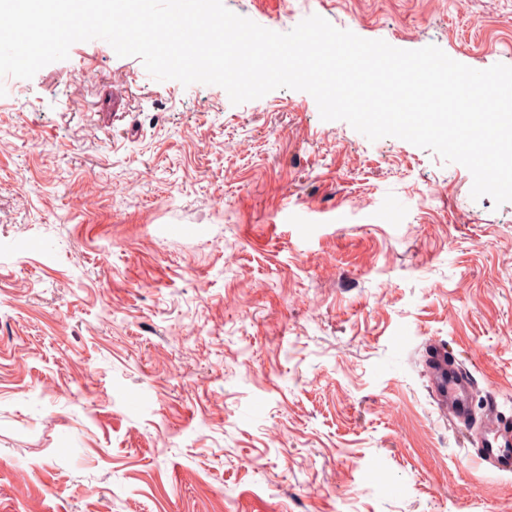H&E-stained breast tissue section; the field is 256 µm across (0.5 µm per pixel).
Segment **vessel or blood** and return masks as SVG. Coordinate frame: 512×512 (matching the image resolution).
<instances>
[{
	"mask_svg": "<svg viewBox=\"0 0 512 512\" xmlns=\"http://www.w3.org/2000/svg\"><path fill=\"white\" fill-rule=\"evenodd\" d=\"M426 365L432 391L450 425L465 430L476 457L502 475H512V417L498 409L495 394L486 397L482 417H475L472 395L477 381L447 349L432 342L426 347Z\"/></svg>",
	"mask_w": 512,
	"mask_h": 512,
	"instance_id": "b4317fda",
	"label": "vessel or blood"
}]
</instances>
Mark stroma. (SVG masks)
<instances>
[{
	"label": "stroma",
	"mask_w": 512,
	"mask_h": 512,
	"mask_svg": "<svg viewBox=\"0 0 512 512\" xmlns=\"http://www.w3.org/2000/svg\"><path fill=\"white\" fill-rule=\"evenodd\" d=\"M223 3L512 65V0ZM472 182L99 39L0 79V512H512L426 376L445 342L512 416V202Z\"/></svg>",
	"instance_id": "stroma-1"
}]
</instances>
